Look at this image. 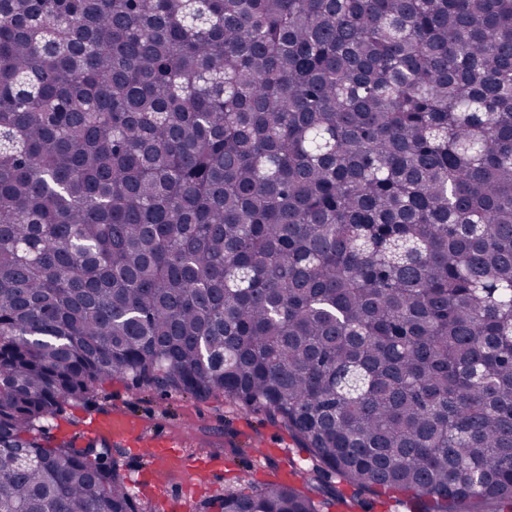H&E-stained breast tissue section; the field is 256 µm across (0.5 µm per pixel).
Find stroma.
Instances as JSON below:
<instances>
[{
    "mask_svg": "<svg viewBox=\"0 0 512 512\" xmlns=\"http://www.w3.org/2000/svg\"><path fill=\"white\" fill-rule=\"evenodd\" d=\"M121 412L137 420L139 434L155 429L182 438L190 459L169 471L161 482L150 474L155 463L134 448H116L113 459L138 493L145 512H220L208 501L220 490H238L244 483L259 485L271 477L286 478L289 458L301 457L298 445L280 425L263 414L221 399L199 401L164 391H140L131 381H115L99 390L93 403L65 406L49 423L53 435H85L91 419Z\"/></svg>",
    "mask_w": 512,
    "mask_h": 512,
    "instance_id": "35a3bbf8",
    "label": "stroma"
}]
</instances>
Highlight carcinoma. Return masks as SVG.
Instances as JSON below:
<instances>
[{
	"mask_svg": "<svg viewBox=\"0 0 512 512\" xmlns=\"http://www.w3.org/2000/svg\"><path fill=\"white\" fill-rule=\"evenodd\" d=\"M127 378L305 450L221 512H512V0H0V512H142Z\"/></svg>",
	"mask_w": 512,
	"mask_h": 512,
	"instance_id": "carcinoma-1",
	"label": "carcinoma"
}]
</instances>
